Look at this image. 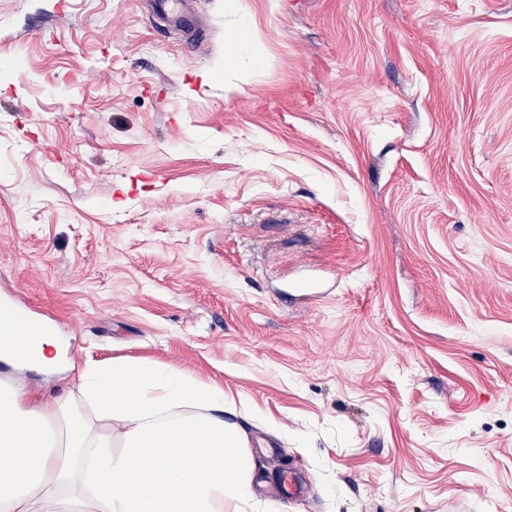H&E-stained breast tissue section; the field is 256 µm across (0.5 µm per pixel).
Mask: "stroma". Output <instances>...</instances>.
Masks as SVG:
<instances>
[{
  "label": "stroma",
  "instance_id": "1",
  "mask_svg": "<svg viewBox=\"0 0 512 512\" xmlns=\"http://www.w3.org/2000/svg\"><path fill=\"white\" fill-rule=\"evenodd\" d=\"M152 2L0 0V306L71 364L0 377L190 372L280 512H512V0Z\"/></svg>",
  "mask_w": 512,
  "mask_h": 512
}]
</instances>
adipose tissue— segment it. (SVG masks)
<instances>
[{
	"instance_id": "1",
	"label": "adipose tissue",
	"mask_w": 512,
	"mask_h": 512,
	"mask_svg": "<svg viewBox=\"0 0 512 512\" xmlns=\"http://www.w3.org/2000/svg\"><path fill=\"white\" fill-rule=\"evenodd\" d=\"M49 336L0 324V355ZM50 398L0 382V512H253L254 456L222 389L187 372L87 363Z\"/></svg>"
}]
</instances>
